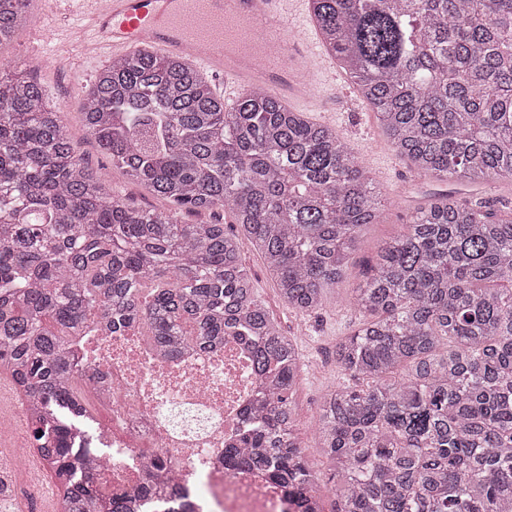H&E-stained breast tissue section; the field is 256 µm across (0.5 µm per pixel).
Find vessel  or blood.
Returning a JSON list of instances; mask_svg holds the SVG:
<instances>
[{"label": "vessel or blood", "mask_w": 512, "mask_h": 512, "mask_svg": "<svg viewBox=\"0 0 512 512\" xmlns=\"http://www.w3.org/2000/svg\"><path fill=\"white\" fill-rule=\"evenodd\" d=\"M74 37L113 58L154 50L188 58L228 95L262 89L288 107L320 98L334 60L315 38L307 0H88Z\"/></svg>", "instance_id": "b4317fda"}]
</instances>
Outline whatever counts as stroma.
Here are the masks:
<instances>
[{"instance_id":"1","label":"stroma","mask_w":512,"mask_h":512,"mask_svg":"<svg viewBox=\"0 0 512 512\" xmlns=\"http://www.w3.org/2000/svg\"><path fill=\"white\" fill-rule=\"evenodd\" d=\"M28 13L30 23L18 32L11 45L0 49V62L36 56L49 59V66L39 67L37 78L48 99L62 106L61 118L86 163L104 173L113 192L132 207H160V200L145 187L128 180L113 167L82 125L83 92L107 61L94 54L88 56L79 52L65 37L66 31L82 23L77 0L61 9L55 8L52 0H30ZM309 118L331 127L361 157L369 176L392 201L379 222L364 230L352 256L346 281L328 294L322 310L309 315L288 309L280 299L261 255L251 246L243 248L244 263L259 298L283 328L294 334L300 349L301 371L291 401L305 458L314 470L323 472L327 469V460L318 442L319 409L325 394L342 378L333 350L340 339L351 334L359 320L350 303L352 290L363 282L369 267L375 263L380 245L405 232L414 209L446 194L476 196L492 204L500 201L512 204V181L498 179L471 183L419 174L382 135L376 115L370 109L346 108L328 98L320 102L318 112L310 113Z\"/></svg>"}]
</instances>
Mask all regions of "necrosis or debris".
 Masks as SVG:
<instances>
[{"mask_svg": "<svg viewBox=\"0 0 512 512\" xmlns=\"http://www.w3.org/2000/svg\"><path fill=\"white\" fill-rule=\"evenodd\" d=\"M96 370L89 398L98 429L77 440L132 512H161L157 484L181 494L189 512H302L292 489L269 472L232 465L225 453L261 392L250 346L238 336L166 359L134 327L88 323L79 349Z\"/></svg>", "mask_w": 512, "mask_h": 512, "instance_id": "4bbe7bcc", "label": "necrosis or debris"}]
</instances>
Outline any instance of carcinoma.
Segmentation results:
<instances>
[{"label": "carcinoma", "mask_w": 512, "mask_h": 512, "mask_svg": "<svg viewBox=\"0 0 512 512\" xmlns=\"http://www.w3.org/2000/svg\"><path fill=\"white\" fill-rule=\"evenodd\" d=\"M28 0H0V46ZM325 47L415 170L512 180V0H311ZM33 68L0 65V367L32 404L33 444L63 512H125L56 407L81 406L75 346L91 313L133 318L175 355L245 336L264 392L230 460L332 512H512V216L452 196L416 209L353 289L363 319L336 345L346 381L321 406L331 465L308 466L290 402L295 339L257 297L243 242L302 315L345 282L385 198L329 127L254 90L224 106L180 57L138 51L85 91L81 120L127 178L165 202L140 210L85 162ZM229 209L222 224L184 212ZM182 220L188 223H211L214 221L221 222L220 224H224V229H229V227H233L235 233L240 232V228L238 224H234V218L231 212L228 210L219 211L217 213H184L181 216Z\"/></svg>", "instance_id": "cac0c4a2"}]
</instances>
